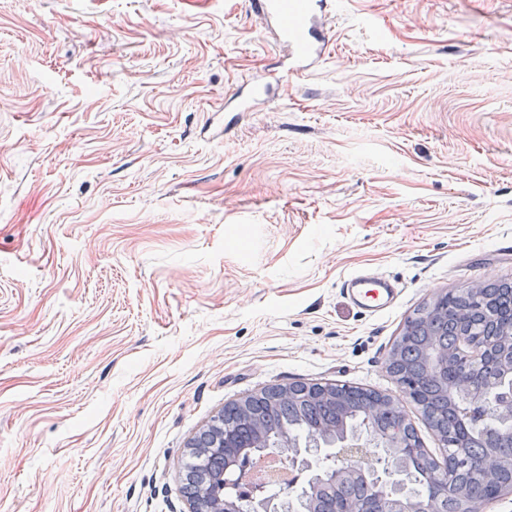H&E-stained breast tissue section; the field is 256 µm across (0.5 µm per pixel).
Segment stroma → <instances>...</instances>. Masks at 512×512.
I'll return each instance as SVG.
<instances>
[{"instance_id":"35a3bbf8","label":"stroma","mask_w":512,"mask_h":512,"mask_svg":"<svg viewBox=\"0 0 512 512\" xmlns=\"http://www.w3.org/2000/svg\"><path fill=\"white\" fill-rule=\"evenodd\" d=\"M336 4L229 122L277 51L245 0H0V512H185L225 405L398 393L414 310L512 280V0ZM343 286L350 300L370 314L381 312L389 307L396 295V289L389 282L360 273L347 277Z\"/></svg>"}]
</instances>
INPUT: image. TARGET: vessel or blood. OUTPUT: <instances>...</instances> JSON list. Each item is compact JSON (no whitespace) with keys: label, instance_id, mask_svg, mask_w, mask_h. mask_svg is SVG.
Masks as SVG:
<instances>
[{"label":"vessel or blood","instance_id":"b4317fda","mask_svg":"<svg viewBox=\"0 0 512 512\" xmlns=\"http://www.w3.org/2000/svg\"><path fill=\"white\" fill-rule=\"evenodd\" d=\"M250 11L277 44L279 74L302 77L324 58L330 41L331 0H246ZM276 80L259 75L237 86L227 101L217 103L219 112H252L274 93ZM343 286L350 300L367 313L383 311L394 301L396 290L384 280L360 273L347 277Z\"/></svg>","mask_w":512,"mask_h":512}]
</instances>
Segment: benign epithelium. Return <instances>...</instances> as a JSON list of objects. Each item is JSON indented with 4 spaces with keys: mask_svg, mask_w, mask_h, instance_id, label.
Instances as JSON below:
<instances>
[{
    "mask_svg": "<svg viewBox=\"0 0 512 512\" xmlns=\"http://www.w3.org/2000/svg\"><path fill=\"white\" fill-rule=\"evenodd\" d=\"M470 319L469 308L458 309L456 322L460 329V342L456 354L463 367L454 377H448V364L452 361L448 348L433 342L423 350V354L429 364L428 374L438 381L447 399L462 396L480 411L482 419L494 422L490 430L482 433L484 453L478 459L477 468L493 480L505 471L509 473L508 482L502 485L498 494L501 498L512 495V454L507 456L503 453V438L512 439V326L505 327L503 339L478 341L470 338ZM299 393L311 402L332 400L348 403L345 395L331 387L308 383L301 392L294 384L268 389L234 403V407L241 419L259 427L260 415L254 409L256 400L265 399L271 403L283 399L291 403ZM402 404L403 399L398 395L381 394L364 406L363 411L369 420L375 422L386 407L399 410ZM333 439H348L345 425L313 431L304 445L288 435L280 440L279 447L291 451L289 465L292 470L310 475L308 484L304 486L307 512H321L316 484L322 480V475L318 474L316 461L324 457L333 461L328 477L338 487L356 480L369 482L377 463L386 462L388 480L385 485L381 487L375 483L365 495L347 500L342 512H446L444 505L448 501L453 503L454 512H483L484 507L492 502L485 494L482 482H456L435 462L425 472V492L419 496L409 495L406 489L410 458L405 449L412 444L408 441L397 443L388 433L361 436L338 453L327 447ZM273 453V448L260 447L247 453L243 461L236 462V466L240 473L246 475L257 460ZM253 493L249 499L250 512H287V504L266 495L264 485H255ZM188 505L187 512H242L239 501H225L210 490L188 496Z\"/></svg>",
    "mask_w": 512,
    "mask_h": 512,
    "instance_id": "7a95c632",
    "label": "benign epithelium"
}]
</instances>
